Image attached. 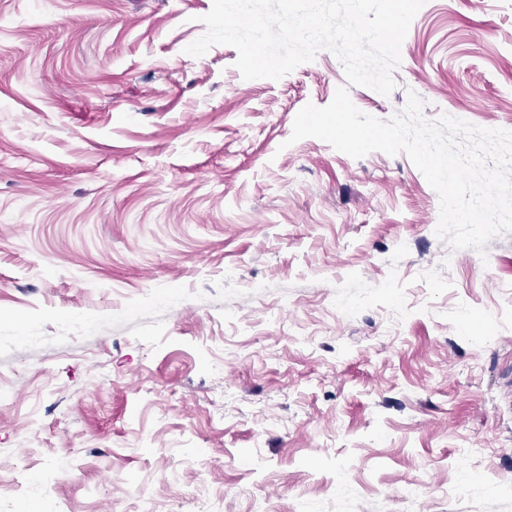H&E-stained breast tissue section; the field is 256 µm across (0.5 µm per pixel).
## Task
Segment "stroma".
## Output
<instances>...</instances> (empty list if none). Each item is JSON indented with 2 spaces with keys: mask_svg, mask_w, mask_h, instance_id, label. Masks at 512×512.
<instances>
[{
  "mask_svg": "<svg viewBox=\"0 0 512 512\" xmlns=\"http://www.w3.org/2000/svg\"><path fill=\"white\" fill-rule=\"evenodd\" d=\"M211 7L0 0V512H512V233L289 140L342 86L512 130V0H426L387 96L187 54Z\"/></svg>",
  "mask_w": 512,
  "mask_h": 512,
  "instance_id": "obj_1",
  "label": "stroma"
}]
</instances>
